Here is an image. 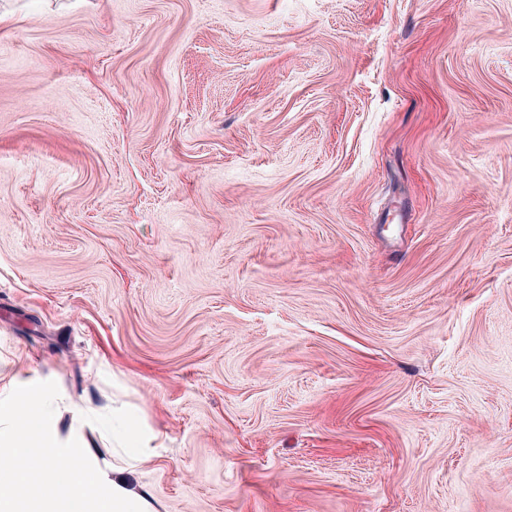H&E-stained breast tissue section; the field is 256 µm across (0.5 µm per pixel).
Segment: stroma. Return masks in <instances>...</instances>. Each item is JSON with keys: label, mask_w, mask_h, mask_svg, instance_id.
I'll use <instances>...</instances> for the list:
<instances>
[{"label": "stroma", "mask_w": 512, "mask_h": 512, "mask_svg": "<svg viewBox=\"0 0 512 512\" xmlns=\"http://www.w3.org/2000/svg\"><path fill=\"white\" fill-rule=\"evenodd\" d=\"M29 377L156 512H512V0H0Z\"/></svg>", "instance_id": "1"}]
</instances>
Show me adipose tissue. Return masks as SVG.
<instances>
[{
	"label": "adipose tissue",
	"mask_w": 512,
	"mask_h": 512,
	"mask_svg": "<svg viewBox=\"0 0 512 512\" xmlns=\"http://www.w3.org/2000/svg\"><path fill=\"white\" fill-rule=\"evenodd\" d=\"M54 399L33 385L0 394V512H154L124 479L152 457L149 438L129 430L111 462L84 437L61 436Z\"/></svg>",
	"instance_id": "ef3b65f1"
}]
</instances>
